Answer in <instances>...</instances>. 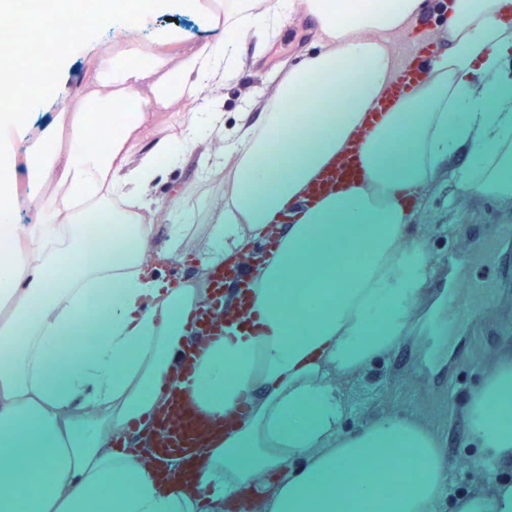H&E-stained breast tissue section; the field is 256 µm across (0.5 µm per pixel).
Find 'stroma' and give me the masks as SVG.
<instances>
[{
	"mask_svg": "<svg viewBox=\"0 0 512 512\" xmlns=\"http://www.w3.org/2000/svg\"><path fill=\"white\" fill-rule=\"evenodd\" d=\"M167 31L190 44L216 35L202 13L189 10L156 17L144 28L150 40ZM315 41L316 33L305 18L284 19L275 35L251 30L244 46L245 64L225 82L222 91L226 124H233L238 112L246 110V91L270 96L282 66L297 59ZM204 161L202 150L186 153L159 183L153 203L157 223H179L181 216L170 210L169 200L189 184L195 185L196 190L186 198L184 214H203L210 194L218 189L214 182L197 185ZM457 164V157H450L435 173L422 200L412 234L429 256L431 274L423 286L421 304L407 338L397 353L379 362L387 377L385 388L371 400L363 414L368 420L400 410L432 423L448 441V489L452 492L471 485L470 474L458 471L455 466L457 459L466 454L463 406L498 350L512 344V249L499 252L492 264L484 252L485 246L499 243L507 226H512V197L459 191L451 176ZM452 251L462 256L457 274L465 282H484L489 266H496L501 300L480 306L475 325L453 323L437 331L432 322L438 316L442 297L448 293L445 259Z\"/></svg>",
	"mask_w": 512,
	"mask_h": 512,
	"instance_id": "1",
	"label": "stroma"
}]
</instances>
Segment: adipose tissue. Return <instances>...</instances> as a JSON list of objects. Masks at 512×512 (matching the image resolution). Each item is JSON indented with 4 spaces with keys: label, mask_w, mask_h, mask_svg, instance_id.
Returning a JSON list of instances; mask_svg holds the SVG:
<instances>
[{
    "label": "adipose tissue",
    "mask_w": 512,
    "mask_h": 512,
    "mask_svg": "<svg viewBox=\"0 0 512 512\" xmlns=\"http://www.w3.org/2000/svg\"><path fill=\"white\" fill-rule=\"evenodd\" d=\"M189 0H101L88 31L137 42L148 17ZM222 37L192 46L160 34L151 64L104 57L76 88L70 146L54 126L28 150L37 224L17 223L16 149L0 139V512H512V480L449 497L443 437L401 411L349 424L339 379L389 356L420 304L430 262L411 235L414 202L457 152L465 192L512 196V0H448L447 49L376 117L409 68L395 42L426 0H223ZM317 27L316 48L284 70L255 120L224 125L218 92L254 26L283 15ZM70 49L19 62L0 44V130L18 126L28 84L57 89ZM178 132L158 135L156 113ZM361 140L362 184L287 221L324 166ZM205 145L199 175L229 178L198 229L155 223V185ZM112 223L113 234L99 231ZM197 260L178 282L158 261ZM247 265L253 305L208 346L195 397L228 425L201 451L186 488L163 487L148 447L155 414L183 383L174 361L208 305L209 272ZM464 444L512 466V349L484 373L465 410Z\"/></svg>",
    "instance_id": "1"
}]
</instances>
